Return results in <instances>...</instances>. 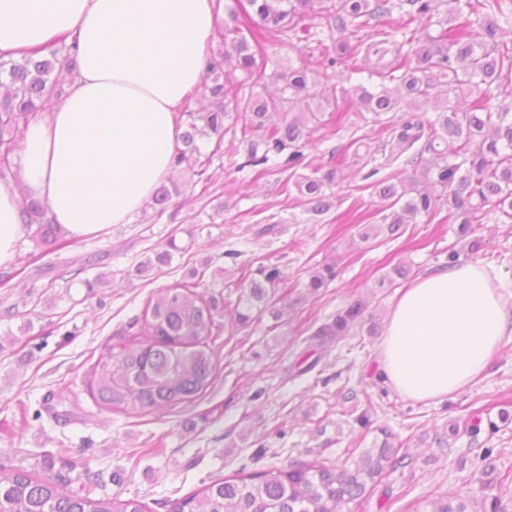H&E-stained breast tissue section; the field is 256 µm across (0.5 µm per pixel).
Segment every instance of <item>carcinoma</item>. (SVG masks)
<instances>
[{"instance_id":"carcinoma-1","label":"carcinoma","mask_w":512,"mask_h":512,"mask_svg":"<svg viewBox=\"0 0 512 512\" xmlns=\"http://www.w3.org/2000/svg\"><path fill=\"white\" fill-rule=\"evenodd\" d=\"M310 0H247L248 6L227 9L224 26L213 38L224 45L207 54V67L198 91L184 98L178 115L180 146L173 167L187 164L195 183L208 184L212 157L221 148L226 122L240 127L246 143L241 168L259 167L291 172L304 211L314 217L334 206L328 193L342 171L336 160L304 172L309 167L304 148L320 125H336L350 113L365 110L376 115L395 111L402 102H431V90L445 83L448 92L477 96L460 107L450 100L432 102L433 117L422 123L404 119L397 127L400 153L422 143L406 164L413 167L408 179L389 176L374 183L377 195L389 202L390 213L379 224H365V241L382 232L398 233L419 216L432 221L448 209V219L465 235L480 224L487 208L495 207L512 220V105L492 107L485 98L512 73V47L499 42V16L504 0H454L439 12L444 0H406L410 10L401 29L409 34L395 45L393 58L383 62L387 50L380 40L367 46L361 59L350 66L356 74L368 73L381 80L351 89L332 90L318 97L311 88L333 78L328 69L342 61L346 45L336 56L319 55L302 68L266 73L273 53L271 34L281 41H310L320 21L343 33L361 31L371 22H382L392 13L391 0H334L319 16L306 10ZM436 31H431L432 27ZM77 39L65 40L49 54L0 59V177L12 172L14 156L25 137L29 120L45 112L61 98L64 86L53 76L61 68L78 70ZM240 71L250 83L249 94L229 96L222 76ZM276 85L274 92L268 84ZM205 100L208 108H194ZM216 138L214 148L203 151L205 139ZM180 192L163 184L152 197L157 215L168 209ZM24 226L41 247L66 244L49 206L29 199L24 206ZM208 263L193 270L188 280L159 289L148 301L144 315L119 332L118 345L102 347L87 373V388L94 400L108 410L129 408L148 413L192 402L205 394L215 378V355L223 325L224 296L198 291ZM335 277L327 264L310 278L307 288L317 291ZM285 276L276 264L262 265L255 277H241L242 289L232 320L247 326L266 313L283 317L277 308V289ZM364 314L360 302L350 305L316 336H343ZM402 460L388 441L365 450L350 465H329L318 459L284 467H272L231 478L213 480L183 497L160 502L167 512H351L350 505L373 492L384 476ZM66 480L35 476L12 464L0 463V512H149L137 497L119 494L95 497L66 491ZM476 500L440 495L413 504V512H476Z\"/></svg>"}]
</instances>
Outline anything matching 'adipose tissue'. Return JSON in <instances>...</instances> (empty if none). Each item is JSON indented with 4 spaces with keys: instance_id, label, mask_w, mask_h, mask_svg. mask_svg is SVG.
<instances>
[{
    "instance_id": "ef3b65f1",
    "label": "adipose tissue",
    "mask_w": 512,
    "mask_h": 512,
    "mask_svg": "<svg viewBox=\"0 0 512 512\" xmlns=\"http://www.w3.org/2000/svg\"><path fill=\"white\" fill-rule=\"evenodd\" d=\"M216 0H0V57L72 32L79 74L33 118L0 180V268L25 233L20 193L47 202L68 236L127 223L172 169L177 112L203 80ZM512 280L480 261L435 267L403 289L379 348L404 398L436 402L472 387L512 341Z\"/></svg>"
}]
</instances>
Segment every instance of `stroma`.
<instances>
[{
	"instance_id": "1",
	"label": "stroma",
	"mask_w": 512,
	"mask_h": 512,
	"mask_svg": "<svg viewBox=\"0 0 512 512\" xmlns=\"http://www.w3.org/2000/svg\"><path fill=\"white\" fill-rule=\"evenodd\" d=\"M352 50L375 41V30L339 34L329 27L316 41L276 46L277 59L299 67L313 49L331 53L339 38ZM427 120L429 112L401 105L394 112L351 117L337 131L314 133L309 160L345 156L346 179L333 189V208L320 223L304 222L297 190H285L286 173L255 176L235 133L224 136L207 188L188 185L163 215L153 209L115 224L64 250L37 252L22 238L17 258L0 271V462L43 476H59L72 492L115 493L156 503L184 496L201 484L315 458L337 465L350 449L382 440L401 448L405 460L352 512H405L414 501L456 493L478 496L496 512H512V343L491 358L468 391L438 403L404 399L378 362L387 314L399 288L378 281L397 264L411 277L459 260H480L512 279V220L489 211L467 235L441 221L418 220L398 236L364 242L344 214L376 216L385 207L368 175L406 171L405 158L387 146L399 118ZM273 225L272 233L262 228ZM176 242L171 261L148 275L139 263ZM240 249L232 259L225 252ZM169 250V249H168ZM230 270L224 299L236 302L234 277L241 267L280 265L286 282L279 295L293 308L282 320L259 322L225 336L214 385L193 403L145 415L99 407L85 383L91 355L120 342V331L142 315L152 292L184 280L193 267ZM83 270L64 282L67 263ZM336 267L328 286L310 292L311 275ZM107 274V285L85 280ZM362 319L346 336L318 345L313 333L351 304Z\"/></svg>"
}]
</instances>
